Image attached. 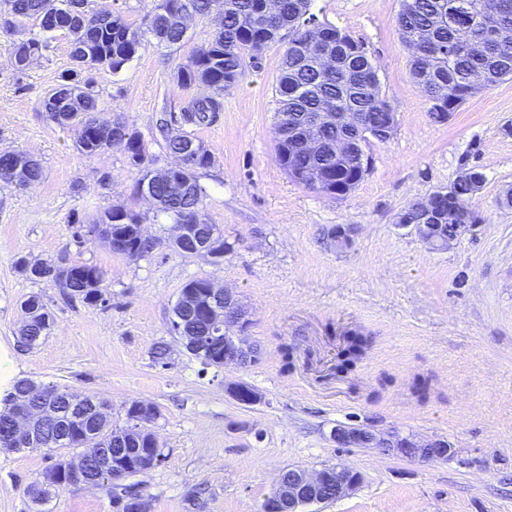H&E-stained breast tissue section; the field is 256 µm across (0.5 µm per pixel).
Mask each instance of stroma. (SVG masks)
I'll return each instance as SVG.
<instances>
[{
  "instance_id": "stroma-1",
  "label": "stroma",
  "mask_w": 512,
  "mask_h": 512,
  "mask_svg": "<svg viewBox=\"0 0 512 512\" xmlns=\"http://www.w3.org/2000/svg\"><path fill=\"white\" fill-rule=\"evenodd\" d=\"M399 9L400 0H312L319 21L363 43L396 111L392 138L371 143V169L347 197L297 184L275 159L282 46L247 64L212 124L191 127L213 156L198 172L203 212L233 245L219 264L170 248V220L132 194L139 174L123 146L85 157L77 128L50 120L42 102L72 65L70 34L50 33L48 51L19 72L7 53L12 37L0 30V153L31 154L42 168L33 187L0 183V345L13 349L17 377L110 402L113 425H125L131 400L157 406L152 429L164 458L134 478L147 512H259L284 470L326 466L352 468L362 483L306 512H512V207L501 204L512 189V81L434 122L410 75ZM219 25L215 14L190 17L180 44L150 45L122 69L85 73L97 95L95 118L125 121L144 140L151 169L175 163L156 124L199 94L180 86L176 73ZM469 167L485 176L471 233L434 250L397 226V213ZM119 205L141 214L153 241L148 255L130 259L95 236L74 237L75 221ZM339 224L354 227L342 250L331 241ZM21 257L96 265L107 305L70 301L56 282L27 279L15 267ZM200 277L236 293L251 320L247 338L260 351L255 364L204 365L171 332L181 288ZM31 294L55 325L22 351L21 303ZM352 330L370 345L339 376L336 355ZM158 345L168 350L167 367L152 360ZM420 381L428 386L423 399L414 392ZM237 384L259 401L238 403L229 393ZM343 424L384 437L444 438L454 455L421 462L342 447L330 432ZM76 455L0 452V512H116L106 485L32 503L29 483L55 458Z\"/></svg>"
}]
</instances>
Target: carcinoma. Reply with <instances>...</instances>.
Instances as JSON below:
<instances>
[{"label": "carcinoma", "instance_id": "cac0c4a2", "mask_svg": "<svg viewBox=\"0 0 512 512\" xmlns=\"http://www.w3.org/2000/svg\"><path fill=\"white\" fill-rule=\"evenodd\" d=\"M9 15L14 19H36L52 11L51 0H8ZM147 31L134 28L119 12L104 11L92 16L80 12L78 18H70L68 31L71 44L84 46V51L71 49L73 67L59 76L54 92L64 88L80 91L82 104L76 111L75 122L85 123V134L77 141L78 150L91 158L113 145L125 148L128 164L141 172L133 188V194L141 196V184L146 179L150 160L147 147L141 138L130 132L127 125L116 121L113 126H95L88 120L95 110L96 95L93 85L81 74L96 67H108L114 71L123 67L146 49L151 41L158 45H174L182 42L186 30L172 23L166 12L181 6L195 15L218 13L222 28L201 48L191 65L178 71L177 79L183 85L199 83L208 93L189 102L181 120L186 125L210 124V115L224 111V91L237 84L244 76L245 59L254 58L253 47L266 41L282 42L276 30L288 29L286 43L275 85L276 159L283 170L295 182L319 194L336 197V185L351 186L360 183L367 174L358 166V145L370 140L352 134V128L342 123L316 122V116L330 107L332 112H357L368 132L382 129L395 130L396 112L382 93L380 80L370 57L353 51L349 42L336 45L334 64L326 65L306 58L300 51L306 36V24L313 21L324 32H339L328 23L317 22L310 12L312 0H279L280 13L276 22L263 12L264 0H153ZM396 25L402 41L410 53V74L423 94L430 101V116L437 121L443 112H455L463 103L480 91L505 79L512 78V52L498 51L500 42L512 44V0H401ZM4 28L13 30L17 39L9 48V59L18 72L29 66L34 51L46 48V41L26 32L22 25ZM469 41L485 44V50L477 55L464 51ZM312 139L319 143L318 155L309 154L303 143ZM340 140L351 142L349 151L336 157L330 148ZM193 138L185 133L169 134L166 148L178 158ZM213 156L206 148L192 166L178 172L186 184L183 190H172L164 184L153 186L150 202L156 214L178 224L194 215H203L204 191L196 173L210 167ZM484 183L482 173L471 169L460 173L446 190L439 191L440 202L447 224H472V202ZM142 223L139 214L124 206H115L97 217L90 224H82L75 232L100 237L114 254L129 258L144 256L152 249V242L139 234L134 225ZM16 269L32 280L51 279L60 284L65 295L77 299L89 307L106 304L102 289L103 274L95 265H73L67 277H62L57 265L44 260L20 257ZM208 292V279L196 278L187 282L180 291L173 311L178 305ZM21 308L29 312L20 329L22 338L18 346L28 350L45 337L55 319L37 294L29 295ZM183 330H191L199 336L208 363L219 367L217 361L223 346L207 335V325L193 320L183 323ZM369 346V339L359 332L350 333L345 340L336 363V372L347 374L355 369ZM36 382L17 380L4 396L0 409V450L21 451L10 440L13 428L15 402L29 393ZM42 393L31 396L38 402L48 396L57 401L58 408L65 410L74 396L71 391L58 385H41ZM86 413L65 415L56 421L43 423L36 431L35 443L30 451H52L55 448H73L87 456L86 479L92 485H102L94 464L95 449L112 447V435L117 427L112 418L101 417L96 398L85 397ZM52 488L32 481L27 493L36 505L44 503Z\"/></svg>", "mask_w": 512, "mask_h": 512}]
</instances>
